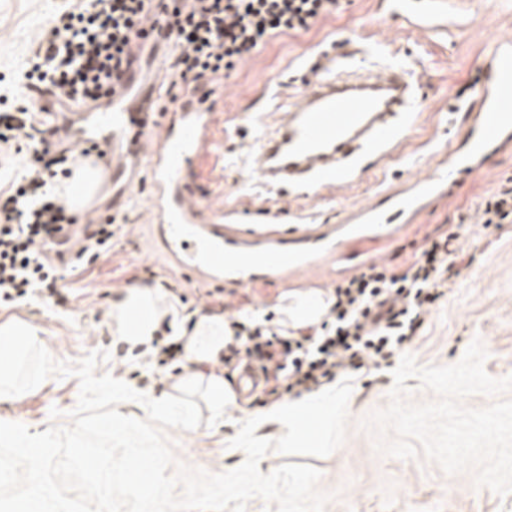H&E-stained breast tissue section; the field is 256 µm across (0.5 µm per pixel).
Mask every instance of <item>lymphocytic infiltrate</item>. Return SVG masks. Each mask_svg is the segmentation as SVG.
Wrapping results in <instances>:
<instances>
[{"label": "lymphocytic infiltrate", "instance_id": "obj_1", "mask_svg": "<svg viewBox=\"0 0 512 512\" xmlns=\"http://www.w3.org/2000/svg\"><path fill=\"white\" fill-rule=\"evenodd\" d=\"M147 0H68L49 20L45 41L18 73L25 86L63 103H94L127 76L130 36ZM167 27L151 47L168 46V89L221 79L273 39L310 30L336 14L341 0H162ZM33 99L0 95V152L17 158L18 174L0 188V304L46 301L63 274L41 254L65 224L78 218L64 203L66 179L80 154L39 145ZM458 226L413 255L403 269L373 265L338 283L333 304L313 335L297 338L261 323L239 326L246 356L278 351L288 362L286 393L302 395L367 366H390L418 335L445 295L455 265Z\"/></svg>", "mask_w": 512, "mask_h": 512}]
</instances>
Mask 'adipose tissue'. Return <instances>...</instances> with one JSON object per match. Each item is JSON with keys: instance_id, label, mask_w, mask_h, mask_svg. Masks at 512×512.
I'll use <instances>...</instances> for the list:
<instances>
[{"instance_id": "ef3b65f1", "label": "adipose tissue", "mask_w": 512, "mask_h": 512, "mask_svg": "<svg viewBox=\"0 0 512 512\" xmlns=\"http://www.w3.org/2000/svg\"><path fill=\"white\" fill-rule=\"evenodd\" d=\"M328 310L322 293L306 291L295 295L284 310L287 327L307 330L318 325ZM176 306H161L154 288L127 289L111 311L112 332L131 346L150 344L167 317L178 316ZM234 335L229 322L220 316L200 318L187 339V349L194 362L210 364L223 354Z\"/></svg>"}]
</instances>
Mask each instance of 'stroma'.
<instances>
[{"label":"stroma","instance_id":"35a3bbf8","mask_svg":"<svg viewBox=\"0 0 512 512\" xmlns=\"http://www.w3.org/2000/svg\"><path fill=\"white\" fill-rule=\"evenodd\" d=\"M474 19L464 29L421 30L387 16L386 0H346L343 10L320 20L309 31L280 36L239 64L224 79L216 110L213 143L199 163L201 190L215 209L238 214L242 225L263 223L264 211L279 214L283 228L294 220L302 224H339L353 208L373 202L425 175L447 156L450 145L448 112L459 92L469 90L487 45L512 38V0H473ZM65 0H0V77L16 97H29L15 74L43 40L48 21ZM366 44L381 45L393 59L409 60L422 74L419 93L424 101L414 128L400 134L391 152L367 157L351 182H336L305 197L267 192L248 167L247 129L258 124L276 127L289 101L301 89L298 80L306 62L320 53L350 52ZM512 177V149L489 156L484 170L462 181L450 197H434L410 226L383 245L385 264L400 267L423 247L427 237L462 224L458 241L464 260L448 295L428 316L423 329L408 346L422 365L457 362L473 339L488 351L485 366L501 378L512 375V224L487 228L479 224L477 208L499 181ZM127 222L112 239L110 252L86 269L67 275L59 303L31 302L0 307V323L27 322L40 329L44 346L58 360L76 361L94 350H109V361L99 372L129 382L154 398L171 395L175 373H153L150 353L132 351L114 336L110 313L126 289L149 286L176 301L180 313L203 316L218 286L192 283L170 270L164 256L150 247L152 214L147 193H139L126 208ZM335 279L322 273L305 274L284 284H264L237 296H224V315L245 314L257 321L280 324L279 307L292 292L320 290L333 295ZM393 386L390 370L365 369L353 376L349 423L343 445L333 454L315 458L291 456L321 472L320 490L331 493L326 512H512V496L499 498L476 487L472 473L449 476L423 458L401 461L376 452L361 420L384 408ZM76 378L46 380L37 389L9 401H0V420L45 431L51 408H75ZM263 391L238 396L226 419L214 427L171 430L179 460L211 473L237 467L243 452L228 449L240 422L263 414L258 401ZM277 453L259 464L267 473L283 464Z\"/></svg>","mask_w":512,"mask_h":512}]
</instances>
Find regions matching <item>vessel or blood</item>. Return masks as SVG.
Returning <instances> with one entry per match:
<instances>
[{
  "mask_svg": "<svg viewBox=\"0 0 512 512\" xmlns=\"http://www.w3.org/2000/svg\"><path fill=\"white\" fill-rule=\"evenodd\" d=\"M390 16L422 29L443 27L433 0H387ZM165 15L149 0L137 41L152 37ZM129 87H115L98 106L74 105L60 119L56 99L42 100V122L52 127L61 149H83L97 197L123 184L111 209L95 201L81 211L83 220L65 228L68 244L53 255L57 267L68 266L81 253L86 227L109 220L133 198L142 184L151 188L156 239L167 255L195 278L230 288L287 280L297 271L336 267L337 271L373 264V251L407 224L417 197H386L382 206L355 213L351 223L289 233L276 225L251 230L214 217L207 199L195 187L196 165L211 143L215 106L222 85L204 81L192 93L166 100L163 111L130 108ZM474 102L446 161L429 170L427 188L453 187L480 172L488 154L512 146V39L497 40L484 54L471 89ZM414 70L392 61L373 67L367 58L345 59L326 53L308 67L300 95L271 130H253L249 163L272 191H308L335 176L352 178L359 162L388 146L394 127L411 128L421 112ZM127 141L146 171L144 179L126 180L113 147Z\"/></svg>",
  "mask_w": 512,
  "mask_h": 512,
  "instance_id": "b4317fda",
  "label": "vessel or blood"
}]
</instances>
